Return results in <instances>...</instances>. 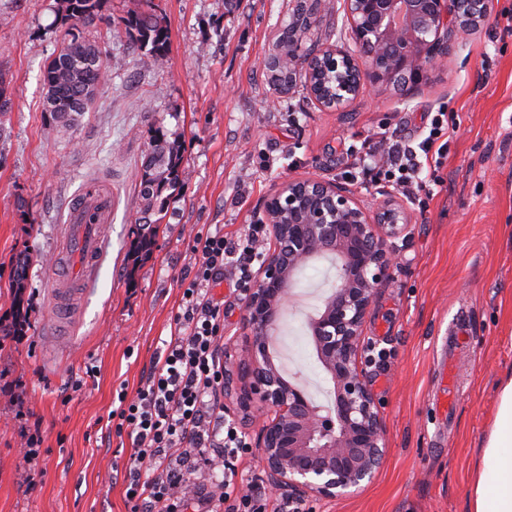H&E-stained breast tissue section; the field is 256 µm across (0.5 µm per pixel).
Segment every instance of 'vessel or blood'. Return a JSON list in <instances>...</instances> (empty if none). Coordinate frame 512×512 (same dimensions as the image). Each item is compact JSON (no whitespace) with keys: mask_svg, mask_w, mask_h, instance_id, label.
Returning <instances> with one entry per match:
<instances>
[{"mask_svg":"<svg viewBox=\"0 0 512 512\" xmlns=\"http://www.w3.org/2000/svg\"><path fill=\"white\" fill-rule=\"evenodd\" d=\"M70 222L66 226L68 255L52 267L49 273V297L59 323L70 319L81 289L74 279L89 280L102 251L107 214L96 188H88L69 207Z\"/></svg>","mask_w":512,"mask_h":512,"instance_id":"b4317fda","label":"vessel or blood"}]
</instances>
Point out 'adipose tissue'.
Listing matches in <instances>:
<instances>
[{
    "label": "adipose tissue",
    "instance_id": "1",
    "mask_svg": "<svg viewBox=\"0 0 512 512\" xmlns=\"http://www.w3.org/2000/svg\"><path fill=\"white\" fill-rule=\"evenodd\" d=\"M469 512H512V369L499 383L497 411L480 449Z\"/></svg>",
    "mask_w": 512,
    "mask_h": 512
}]
</instances>
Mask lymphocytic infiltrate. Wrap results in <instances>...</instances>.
Listing matches in <instances>:
<instances>
[{
	"mask_svg": "<svg viewBox=\"0 0 512 512\" xmlns=\"http://www.w3.org/2000/svg\"><path fill=\"white\" fill-rule=\"evenodd\" d=\"M456 125L446 109L432 117L428 135L410 145L396 132L369 138L354 158L363 179L387 180L401 193L415 197L425 188L424 166L439 168L447 149L442 139ZM266 234L262 224L248 227L245 238L223 232L196 233L193 278L185 285L174 329L163 357L150 367L135 396L119 393L108 421L116 435L131 438L133 451L124 466V497L130 512H185L197 481L220 482L219 503L226 512H301L299 502L238 494L232 460L249 453L246 435L224 418V307L214 301L210 286L231 273L240 295L253 283L261 253L256 246ZM212 456H202V449ZM225 477H218L217 469Z\"/></svg>",
	"mask_w": 512,
	"mask_h": 512,
	"instance_id": "f902f5d3",
	"label": "lymphocytic infiltrate"
}]
</instances>
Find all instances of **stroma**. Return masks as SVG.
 <instances>
[{
    "label": "stroma",
    "instance_id": "35a3bbf8",
    "mask_svg": "<svg viewBox=\"0 0 512 512\" xmlns=\"http://www.w3.org/2000/svg\"><path fill=\"white\" fill-rule=\"evenodd\" d=\"M290 0H104L81 27L110 65L73 127L44 109L43 75L64 40L55 0H0V77L11 100L0 112V317L14 307L13 263L31 257L32 300L23 341L0 348V512H129L123 473L132 441L107 427L119 391L135 394L165 351L183 279L194 275L198 231L245 235L263 220L285 177L341 183L366 206L392 186L363 182L352 167L367 135L397 129L420 142L439 106L456 118L448 154L419 200L404 199L411 226L399 240L393 283L365 323L367 381L380 403L388 454L371 485L308 512H468L480 444L494 421L498 382L512 367V0H495L488 26L434 70L410 97L386 92L343 111L320 109L303 87L279 96L262 66ZM163 17V63L129 41L123 17ZM180 142L184 176L151 256L131 267L142 209L137 175L155 129ZM111 199L100 264L68 327L56 331L48 267L63 248L71 200L87 185ZM323 258L296 275L294 300L273 330L291 340L282 371L314 403L333 386L308 321L335 278ZM224 305L229 350L244 347L246 301L231 280L212 288ZM467 342L448 345L458 328ZM24 394L39 428L41 481L29 483L12 399Z\"/></svg>",
    "mask_w": 512,
    "mask_h": 512
}]
</instances>
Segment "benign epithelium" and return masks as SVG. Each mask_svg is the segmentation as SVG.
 <instances>
[{
    "label": "benign epithelium",
    "mask_w": 512,
    "mask_h": 512,
    "mask_svg": "<svg viewBox=\"0 0 512 512\" xmlns=\"http://www.w3.org/2000/svg\"><path fill=\"white\" fill-rule=\"evenodd\" d=\"M310 26L328 0H291ZM348 41L301 53L288 50V87L298 79L318 107L344 110L367 93L416 92L491 19L494 0H342ZM276 244L257 269L243 315L246 348L224 359V392L240 412L268 415L257 437L264 488L290 498L332 500L371 482L386 455L380 404L369 387L362 355L364 325L375 295L393 280L396 240L411 218L386 199L372 210L335 181L288 177L265 202ZM336 257L337 281L308 322L317 358L333 385L322 411L305 390L283 377L268 339L288 305L297 272L324 255Z\"/></svg>",
    "instance_id": "7a95c632"
}]
</instances>
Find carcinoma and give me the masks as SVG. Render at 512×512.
Instances as JSON below:
<instances>
[{
	"label": "carcinoma",
	"mask_w": 512,
	"mask_h": 512,
	"mask_svg": "<svg viewBox=\"0 0 512 512\" xmlns=\"http://www.w3.org/2000/svg\"><path fill=\"white\" fill-rule=\"evenodd\" d=\"M57 4L56 18L67 26L68 39L44 71L45 110L61 125L70 127L94 100L109 65L100 47L82 40L78 31L79 26L100 16L103 0H57ZM123 23L137 43L151 46L156 61L164 59L169 40L164 19L141 11L123 19ZM183 174L180 145L157 134L149 143L138 175L144 207L129 252L133 264L151 255L157 225L167 217L170 197L182 184Z\"/></svg>",
	"instance_id": "obj_1"
}]
</instances>
